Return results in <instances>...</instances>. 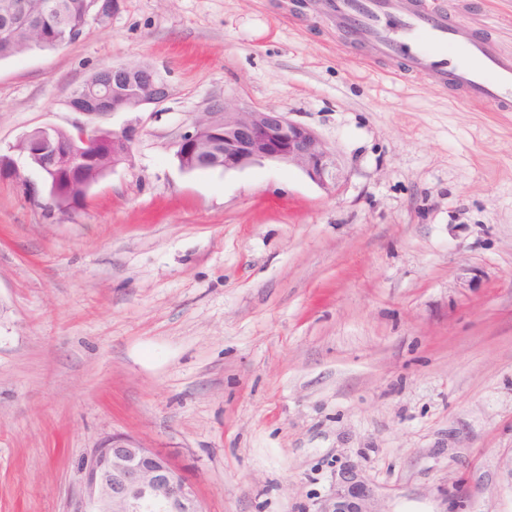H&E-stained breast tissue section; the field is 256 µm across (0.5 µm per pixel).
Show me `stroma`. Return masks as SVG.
Wrapping results in <instances>:
<instances>
[{"instance_id": "stroma-1", "label": "stroma", "mask_w": 512, "mask_h": 512, "mask_svg": "<svg viewBox=\"0 0 512 512\" xmlns=\"http://www.w3.org/2000/svg\"><path fill=\"white\" fill-rule=\"evenodd\" d=\"M327 0H122L0 61V512H71L112 434L168 454L206 512H319L340 464L379 512H512V112L344 42ZM512 49V0H443ZM155 66L169 97L86 117L73 87ZM336 156L181 169L214 98ZM140 132L80 210L14 149L43 125Z\"/></svg>"}]
</instances>
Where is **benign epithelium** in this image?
<instances>
[{
	"instance_id": "obj_1",
	"label": "benign epithelium",
	"mask_w": 512,
	"mask_h": 512,
	"mask_svg": "<svg viewBox=\"0 0 512 512\" xmlns=\"http://www.w3.org/2000/svg\"><path fill=\"white\" fill-rule=\"evenodd\" d=\"M120 0H92L86 22L101 23L116 15ZM19 15L38 42L58 37L43 22ZM83 94L96 112H141L163 102L169 87L148 64L112 66V76L95 75L83 83ZM59 127L47 125L25 133L16 149L35 162L50 186L66 180L80 184L91 170L108 173L131 158L139 127L128 125L100 138L97 128L76 126V136L60 139ZM182 169H243L264 161L295 166L314 183L336 187L334 154L316 132L271 108L243 109L229 100H212L198 113L191 129L177 141ZM72 512H204L195 486L165 453L114 434L84 458L81 490ZM320 512H379L376 493L353 464L340 466L336 488Z\"/></svg>"
}]
</instances>
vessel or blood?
I'll use <instances>...</instances> for the list:
<instances>
[{
    "mask_svg": "<svg viewBox=\"0 0 512 512\" xmlns=\"http://www.w3.org/2000/svg\"><path fill=\"white\" fill-rule=\"evenodd\" d=\"M345 39L402 70L430 74L477 106L512 112V52L496 47L441 0H329Z\"/></svg>",
    "mask_w": 512,
    "mask_h": 512,
    "instance_id": "b4317fda",
    "label": "vessel or blood"
}]
</instances>
